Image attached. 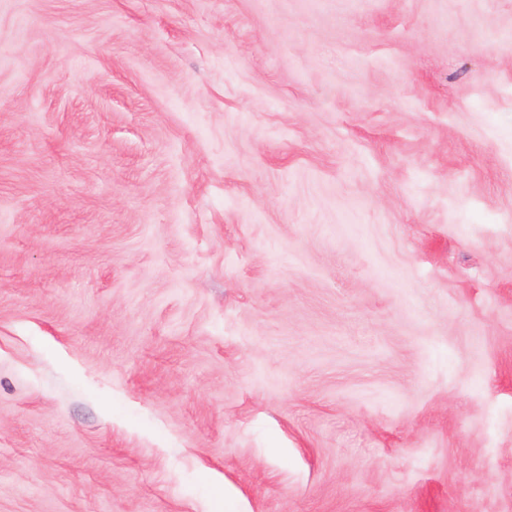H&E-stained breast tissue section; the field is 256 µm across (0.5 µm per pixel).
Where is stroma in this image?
<instances>
[{"mask_svg":"<svg viewBox=\"0 0 512 512\" xmlns=\"http://www.w3.org/2000/svg\"><path fill=\"white\" fill-rule=\"evenodd\" d=\"M0 512H512V0H0Z\"/></svg>","mask_w":512,"mask_h":512,"instance_id":"stroma-1","label":"stroma"}]
</instances>
